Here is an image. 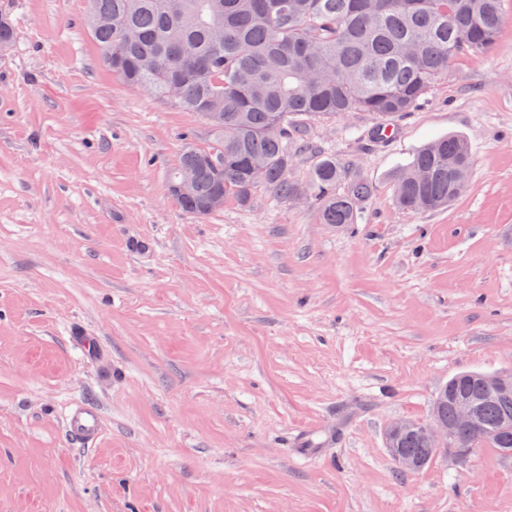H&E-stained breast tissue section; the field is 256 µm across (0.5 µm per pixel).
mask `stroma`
I'll use <instances>...</instances> for the list:
<instances>
[{"label":"stroma","mask_w":512,"mask_h":512,"mask_svg":"<svg viewBox=\"0 0 512 512\" xmlns=\"http://www.w3.org/2000/svg\"><path fill=\"white\" fill-rule=\"evenodd\" d=\"M1 10L0 512H512L493 449L417 473L385 449L455 374L512 369V0L392 138L309 120L289 180L332 156L372 186L342 226L263 189L184 211L167 171L207 120L113 74L86 0ZM451 133L465 190L398 207L393 172ZM78 400L91 447L64 431ZM65 429L74 441L84 445H95L104 434V419L98 407L75 404L65 416Z\"/></svg>","instance_id":"stroma-1"}]
</instances>
